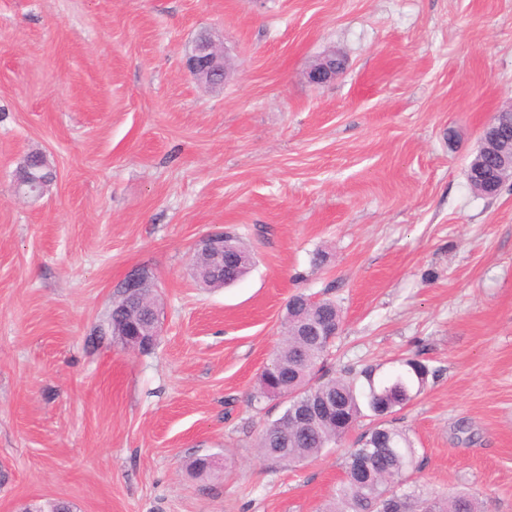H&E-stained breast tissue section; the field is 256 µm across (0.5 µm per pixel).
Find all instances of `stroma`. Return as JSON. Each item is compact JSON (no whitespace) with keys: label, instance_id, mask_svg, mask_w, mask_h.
<instances>
[{"label":"stroma","instance_id":"1","mask_svg":"<svg viewBox=\"0 0 512 512\" xmlns=\"http://www.w3.org/2000/svg\"><path fill=\"white\" fill-rule=\"evenodd\" d=\"M203 31L224 88L184 66ZM328 52L343 72L309 83ZM510 101L512 0H0V512H322L359 430L276 463L284 403L251 402L298 292L342 309L333 375L433 369L395 415L419 490L512 512V188L467 181ZM36 151L56 179L15 197ZM220 228L253 266L209 290ZM135 269L147 353L96 336ZM224 236L228 252L237 253L241 251L243 253H250L248 248L232 233L224 232L223 230H215L205 234L198 240L196 248H201L205 257L195 255L194 264L203 265L206 258L207 266L203 270L198 267L193 272L196 278L203 276L215 284H222L224 280L225 287L239 281L248 273L249 269H247L244 264L239 267L229 266L224 270L223 280H218V278L214 277V274L217 276L220 274L221 266L224 264Z\"/></svg>","mask_w":512,"mask_h":512}]
</instances>
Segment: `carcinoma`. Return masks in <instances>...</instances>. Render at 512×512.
<instances>
[{"instance_id":"carcinoma-1","label":"carcinoma","mask_w":512,"mask_h":512,"mask_svg":"<svg viewBox=\"0 0 512 512\" xmlns=\"http://www.w3.org/2000/svg\"><path fill=\"white\" fill-rule=\"evenodd\" d=\"M319 320L341 322V309L331 299L311 300L298 293L287 306L285 339L260 375L255 401L289 396L279 418L261 431L258 448L278 462L300 463L314 457L351 431L368 410L378 423L359 438L345 462L344 478L325 512H381L395 503L401 512H484L481 502L468 494L442 501L423 498L404 489L415 468L416 449L408 434L387 417L420 393L435 371L414 355L401 361V369L379 377L377 368L364 366L347 375L328 374L326 362L331 346L314 336L301 335L302 328ZM330 399L341 406L346 421L310 420L298 425L288 416L309 404Z\"/></svg>"}]
</instances>
